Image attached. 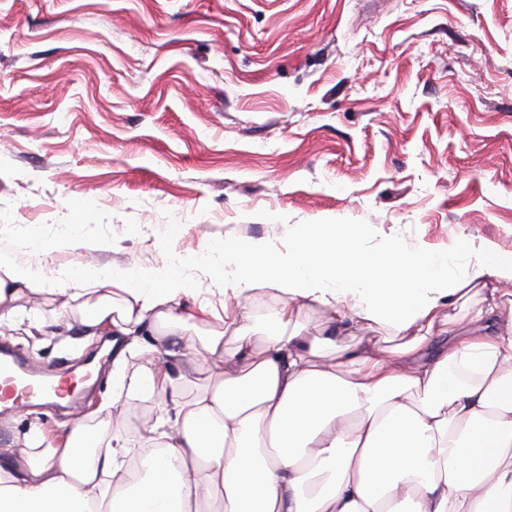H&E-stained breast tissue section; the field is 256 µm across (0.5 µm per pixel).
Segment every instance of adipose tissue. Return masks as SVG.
I'll return each mask as SVG.
<instances>
[{"instance_id": "ef3b65f1", "label": "adipose tissue", "mask_w": 512, "mask_h": 512, "mask_svg": "<svg viewBox=\"0 0 512 512\" xmlns=\"http://www.w3.org/2000/svg\"><path fill=\"white\" fill-rule=\"evenodd\" d=\"M213 267L220 330L195 286ZM258 288L279 303L262 328ZM314 305L330 313L316 336L300 323ZM19 326L111 333L113 391L57 431L0 419V512H512V252L292 224L177 273L56 282L0 260V334ZM157 398L133 454L131 410Z\"/></svg>"}]
</instances>
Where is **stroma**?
Wrapping results in <instances>:
<instances>
[{
  "label": "stroma",
  "mask_w": 512,
  "mask_h": 512,
  "mask_svg": "<svg viewBox=\"0 0 512 512\" xmlns=\"http://www.w3.org/2000/svg\"><path fill=\"white\" fill-rule=\"evenodd\" d=\"M322 222L512 251V0H0L1 256ZM6 339L49 368L100 348Z\"/></svg>",
  "instance_id": "obj_1"
}]
</instances>
